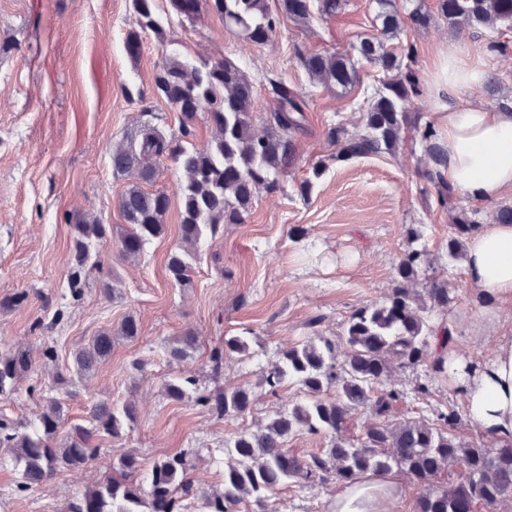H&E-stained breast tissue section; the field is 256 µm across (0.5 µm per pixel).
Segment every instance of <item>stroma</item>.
Masks as SVG:
<instances>
[{"label": "stroma", "mask_w": 512, "mask_h": 512, "mask_svg": "<svg viewBox=\"0 0 512 512\" xmlns=\"http://www.w3.org/2000/svg\"><path fill=\"white\" fill-rule=\"evenodd\" d=\"M422 2L432 14L429 28L407 25L397 38L415 51L411 67L422 90L404 106L411 125L394 154L336 162L327 129L340 125L363 134L364 100L378 83L377 66L356 51L362 38L378 33L372 0H345L336 14L315 12L304 23L282 16L279 0H267L280 24L262 45L227 30L217 15L206 13L192 23L169 13L166 0H157L165 36L143 34L135 59L123 46L136 26L132 0H0V44L9 46L0 53V299L29 295L26 306L0 308V351L37 349L45 342L57 351L56 363L34 368L41 392L29 393L27 384H20L13 397L0 399V414L34 421L45 398L59 394L74 425L85 423L98 401L135 402L137 418L123 441L104 436L102 448L116 455L136 451L146 471L160 457L192 450L198 492L187 512H203L205 498L223 489L224 447L232 437L302 399L291 381L277 394L267 393V366L282 350L317 335L335 339L336 356L344 358V324L355 309L384 299L411 224L421 232L416 248L425 249L432 269L448 277L451 301L442 318L454 332L455 358L468 364L491 359L496 342L512 336V304L482 297L469 283L463 260L449 261L448 211L474 213L482 224L499 208L512 206V193L479 200L458 192L452 208L441 207L434 186L422 176L429 158L417 129L442 109L436 63L452 42L495 79L458 92L460 104L494 108L512 100V32L508 48L493 52L489 46L500 37L497 29L451 27L438 14L437 0ZM173 49L195 63L228 58L254 77L261 102L252 115L256 130L266 128L274 106L269 78H283L307 103L306 130L297 137L295 160L281 176L280 189L259 193L244 223L224 225L207 240L193 263L190 288L176 285L167 270L180 243L184 181L170 160H155V177L147 185L170 198L164 233L134 261L120 258L115 241L125 227L117 202L130 179L114 174L112 148L137 140L147 125L177 133L178 112L152 92ZM300 50L350 57L359 81L346 89L320 84L301 66ZM319 163L324 171L317 177L312 169ZM306 179L313 187L304 197L299 185ZM83 213L112 229V238L98 248L102 270H110L111 277L89 271L85 295L73 305L67 271L74 232L65 218ZM107 282L113 293L104 292ZM65 302L67 320L42 333L32 331L35 320L50 322ZM130 316L140 325L131 340L117 334ZM189 330L199 338L198 349L184 365L167 364L165 348ZM104 331L115 335L111 357L92 377L73 378L58 391L55 372H68L74 351ZM228 336L243 337L249 349L216 377L208 356ZM183 369L209 389L252 388L257 394L252 410L224 420L192 401L168 400L164 383ZM422 383L428 394L418 393ZM385 384L404 395L396 419L430 421L451 408L460 417L458 439L483 443L454 378L435 374L424 363L393 368ZM104 476L91 465L65 469L34 493L19 496L14 492L19 473L10 455H0V512H61L69 498ZM342 489L333 481H298L273 494L269 505L275 512H329Z\"/></svg>", "instance_id": "obj_1"}]
</instances>
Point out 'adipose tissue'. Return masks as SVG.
<instances>
[{
  "instance_id": "obj_1",
  "label": "adipose tissue",
  "mask_w": 512,
  "mask_h": 512,
  "mask_svg": "<svg viewBox=\"0 0 512 512\" xmlns=\"http://www.w3.org/2000/svg\"><path fill=\"white\" fill-rule=\"evenodd\" d=\"M442 90L455 96L485 78L477 65L464 61L457 43H449L439 60ZM437 146L443 156L438 170L453 190L488 200L512 192V110L452 101L438 127ZM466 276L483 296L512 301V225L484 224L469 237ZM456 381L469 416L490 438L512 436V337L502 338L494 356ZM401 493L398 477H366L346 487L330 512H392Z\"/></svg>"
}]
</instances>
